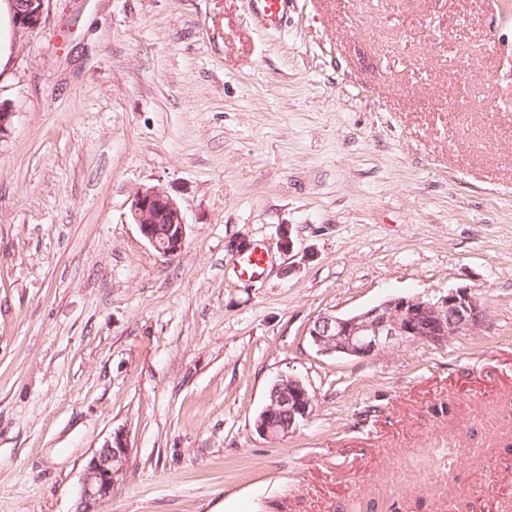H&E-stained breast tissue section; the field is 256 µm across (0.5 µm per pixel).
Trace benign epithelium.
Masks as SVG:
<instances>
[{
  "label": "benign epithelium",
  "instance_id": "1",
  "mask_svg": "<svg viewBox=\"0 0 512 512\" xmlns=\"http://www.w3.org/2000/svg\"><path fill=\"white\" fill-rule=\"evenodd\" d=\"M11 2L19 27H40L44 0ZM130 215L140 235L160 255L174 257L185 249L187 224L182 209L163 189H138L132 198ZM485 321L486 312L481 305L466 290L458 289L431 299L390 297L348 316L321 314L310 323L308 334L324 355L370 358L395 344L440 345L458 333L481 329ZM312 408L313 401L304 383L286 376L275 383L270 403L255 422L256 430L270 439L286 437L307 421ZM129 451L127 434L120 430L93 451L80 485V512H96L95 507L111 496L124 473Z\"/></svg>",
  "mask_w": 512,
  "mask_h": 512
}]
</instances>
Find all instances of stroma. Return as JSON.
I'll return each mask as SVG.
<instances>
[{"label":"stroma","instance_id":"35a3bbf8","mask_svg":"<svg viewBox=\"0 0 512 512\" xmlns=\"http://www.w3.org/2000/svg\"><path fill=\"white\" fill-rule=\"evenodd\" d=\"M7 40L0 512H76L118 429L102 512H512V0H294L268 32L248 0H45ZM459 288L486 324L441 345L307 334ZM285 375L313 409L272 440ZM456 437L483 451L452 469ZM130 215L140 235L163 257H174L185 249L187 224L182 209L163 189H138L132 198ZM274 393L256 420L259 434L278 439L295 432L309 418L313 401L304 383L293 376L282 377L275 384ZM271 386L270 392L273 388ZM129 451L127 434L120 430L93 451L85 465L79 490L78 508L81 512H97L95 507L111 496L124 473Z\"/></svg>","mask_w":512,"mask_h":512}]
</instances>
